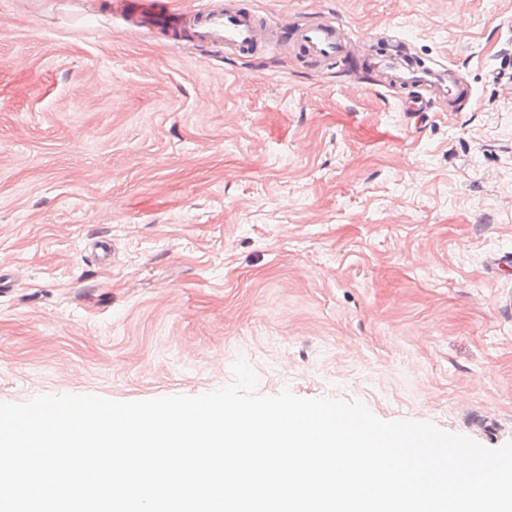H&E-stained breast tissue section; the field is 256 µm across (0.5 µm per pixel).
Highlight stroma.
<instances>
[{
  "instance_id": "1",
  "label": "stroma",
  "mask_w": 512,
  "mask_h": 512,
  "mask_svg": "<svg viewBox=\"0 0 512 512\" xmlns=\"http://www.w3.org/2000/svg\"><path fill=\"white\" fill-rule=\"evenodd\" d=\"M342 24L239 55L128 0H0V402H362L512 442V0H166ZM448 65L427 112L367 43ZM141 18L149 25H167L168 28H178L181 23L171 21L162 5L163 0H132ZM339 23L334 19L307 25L291 33L296 42L308 55L325 62H343L347 58L345 44L338 34Z\"/></svg>"
}]
</instances>
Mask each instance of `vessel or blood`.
Listing matches in <instances>:
<instances>
[{
    "mask_svg": "<svg viewBox=\"0 0 512 512\" xmlns=\"http://www.w3.org/2000/svg\"><path fill=\"white\" fill-rule=\"evenodd\" d=\"M135 7L149 25L171 22L162 7V0H135ZM274 29V24L249 8H215L196 15L191 26L192 33L202 41L235 53L275 49L277 43L270 37ZM338 30V23L327 19L299 29L293 33L292 39L312 57L326 62H341L346 59L347 50ZM382 66L388 71L391 83L412 92V101L419 111H427L430 102L449 100L454 96L455 84L445 67L416 68L397 54L384 59Z\"/></svg>",
    "mask_w": 512,
    "mask_h": 512,
    "instance_id": "vessel-or-blood-1",
    "label": "vessel or blood"
}]
</instances>
